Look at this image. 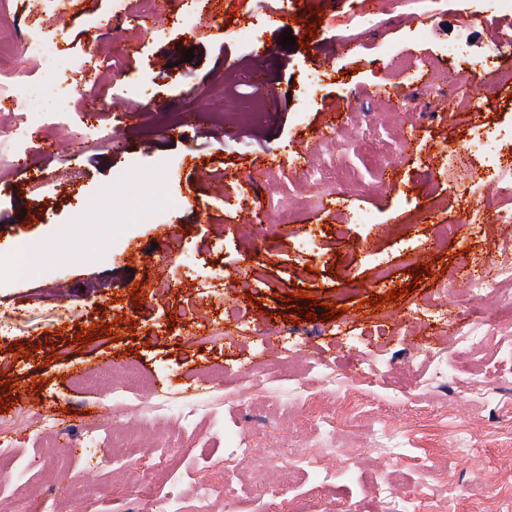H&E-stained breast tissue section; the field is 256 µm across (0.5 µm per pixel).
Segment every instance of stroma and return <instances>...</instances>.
<instances>
[{"mask_svg":"<svg viewBox=\"0 0 512 512\" xmlns=\"http://www.w3.org/2000/svg\"><path fill=\"white\" fill-rule=\"evenodd\" d=\"M304 25L318 34L299 45L302 28L292 29L295 45L282 47L281 26L264 19L254 0H224L231 11L223 29L186 30L128 15L126 25L141 30L131 53H124L111 22L112 0H79L37 12L32 0H0V23L18 34L55 36L60 49L84 67L75 81L81 91L112 78V57L123 54L124 78L146 81L145 98L112 90L96 113L102 130L117 129L102 140L82 123L90 103L71 110L54 137L53 154L24 144L27 159L16 164L0 156V387L8 386L9 414L16 422L0 433L13 450L0 464V512H25L15 481L51 495L57 512H160L157 501L178 492L185 512L203 505L192 479L227 457L243 434L283 447L338 448L350 453L337 463L330 489L314 512H385L382 498L369 490L388 475L413 502L416 512H476L486 482L503 485L497 512H512V327L497 326L482 342L451 344L450 335L465 320L459 286L463 256L492 269L501 260L496 243L512 241V224L490 218L503 198L489 171L470 166L461 175V157L474 136L490 152H512V84L496 75L512 70V45L493 33L505 22L489 9L415 0L393 17H377L343 41L326 27L328 17L347 7L335 0H302ZM245 29L246 44L237 37ZM461 43L477 57L493 55L477 71L470 90L479 109L462 110L450 84L431 78L429 62L449 74L462 63L449 55ZM193 61H183L185 50ZM267 56L268 85L274 95L266 123L240 131L211 120L226 98L247 92L256 51ZM411 58L409 70L390 75V60ZM195 90L204 113L183 129L165 130L164 115L191 106ZM333 113L337 137L324 141L320 113ZM85 144L76 148L75 134ZM335 156L349 177L331 183L321 199L294 211V231L266 234L254 229L241 236L252 207L276 192L282 206L302 194V164L308 153ZM224 170L223 183L200 174ZM124 184H116L117 175ZM107 193L96 211L81 210L88 197ZM181 206L168 223L144 220L148 204ZM363 209L370 224H341L339 216ZM485 215L469 221L472 210ZM123 216L113 223V212ZM397 224L401 235L387 234ZM454 224L455 239L436 242V225ZM313 247H305V239ZM252 252L248 289L232 278L245 252ZM31 258L37 272L19 277L13 265ZM431 274L399 302L370 308V298L409 282L408 267ZM165 271L172 290L152 297V279ZM315 299L314 319L297 320L294 289ZM263 307H256V300ZM236 304L253 314L263 330L286 334L311 357L336 363L342 388L354 390L359 412L337 416L334 428L317 426V408L288 393L287 367L265 365L263 383L240 394L225 386L228 373L244 374L260 363L251 339L237 336L224 309ZM341 316L327 318L329 308ZM448 348V382L428 384L429 367L421 351ZM416 355L415 376L402 369ZM385 361L370 380L358 378L360 359ZM102 361L135 363L156 386L178 396L224 399V412H202L191 426L177 419L142 421L127 440L140 471L155 469L153 450L171 449L169 473L178 485L157 486L143 499L115 481L113 470L76 456L63 466L48 464V437L38 424L49 414L72 430L83 425L101 432L112 427V403L102 387L77 382L80 369ZM484 381L495 389L486 404L463 406L454 388ZM396 444L394 456L381 454V442ZM431 478L418 480L417 462ZM91 479L88 501L68 496L71 481ZM453 479L466 494H446ZM314 468L297 469L292 459L245 463L237 469V512H255L270 491L280 495L281 512L296 504L317 482Z\"/></svg>","mask_w":512,"mask_h":512,"instance_id":"1","label":"stroma"}]
</instances>
